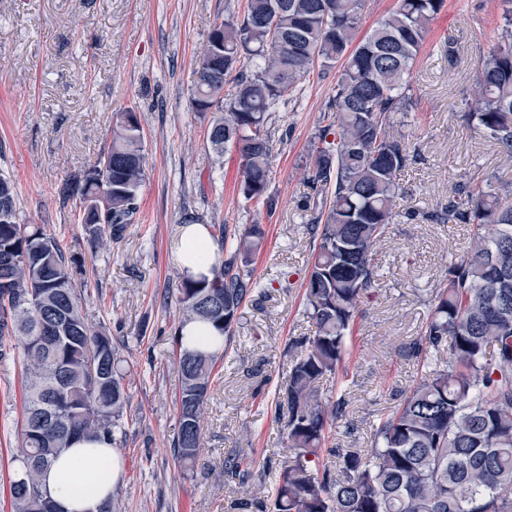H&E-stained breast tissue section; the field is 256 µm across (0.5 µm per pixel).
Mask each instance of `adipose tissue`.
Returning a JSON list of instances; mask_svg holds the SVG:
<instances>
[{
	"instance_id": "1",
	"label": "adipose tissue",
	"mask_w": 512,
	"mask_h": 512,
	"mask_svg": "<svg viewBox=\"0 0 512 512\" xmlns=\"http://www.w3.org/2000/svg\"><path fill=\"white\" fill-rule=\"evenodd\" d=\"M200 251L218 260L219 255L206 226L182 227L174 246L175 260L190 274H200V266L187 261L191 251ZM123 471L120 453L97 441H82L67 449L48 469L43 483L61 512H93L108 500Z\"/></svg>"
}]
</instances>
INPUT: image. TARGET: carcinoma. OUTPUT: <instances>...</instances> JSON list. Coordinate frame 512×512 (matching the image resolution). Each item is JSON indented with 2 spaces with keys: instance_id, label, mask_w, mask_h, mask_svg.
Segmentation results:
<instances>
[{
  "instance_id": "1",
  "label": "carcinoma",
  "mask_w": 512,
  "mask_h": 512,
  "mask_svg": "<svg viewBox=\"0 0 512 512\" xmlns=\"http://www.w3.org/2000/svg\"><path fill=\"white\" fill-rule=\"evenodd\" d=\"M504 2L496 43L477 63L479 99L470 118L512 157V0ZM444 3L396 0L359 39L364 0H247L242 17L213 25L199 56L191 107L210 115L207 138L217 156L229 144L238 152L243 197L270 211L279 102L312 66L337 69L335 118L319 131L309 167L312 183L330 194L325 216L309 227L316 244L304 296L316 330L299 342L273 399L293 457L271 494L235 502L238 512H512V203L500 200L512 185L494 188L487 176L457 186L430 215L477 230L444 270L430 321L410 347L434 367L380 415L372 447L334 448L333 464L319 462L330 426L343 420L355 428L345 399L323 400L320 383L343 363L361 299L375 287L376 245L396 216L398 176L411 161L395 116L415 105L409 75ZM145 162L137 114L122 112L107 154L65 183L63 195L80 200L79 223L91 244L120 239L133 221ZM218 232V253L228 258L209 277L180 273L176 288L181 321L216 332L192 350L176 337L173 448L185 471L198 463L212 374L237 311L265 293L239 267L261 243L259 225L230 244L224 225ZM77 271L43 227L17 223L15 185L0 172V359L16 349L23 365L11 461L24 476L10 481L12 512H59L44 471L78 440L114 445L124 434L120 359L112 337L83 311Z\"/></svg>"
}]
</instances>
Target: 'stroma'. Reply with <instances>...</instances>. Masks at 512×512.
Instances as JSON below:
<instances>
[{
    "instance_id": "obj_1",
    "label": "stroma",
    "mask_w": 512,
    "mask_h": 512,
    "mask_svg": "<svg viewBox=\"0 0 512 512\" xmlns=\"http://www.w3.org/2000/svg\"><path fill=\"white\" fill-rule=\"evenodd\" d=\"M245 0H0V171L17 192V221L43 225L83 266L86 311L105 324L125 372L126 434L116 448L123 474L114 512H231L240 497L271 493L289 451L271 405L291 364V345L312 335L302 295L314 242L307 231L325 195L308 178L317 135L333 119L335 70L313 71L287 93L276 114L267 213L239 191V155L216 156L207 118L190 105L198 55L217 19ZM500 0H445L413 67L415 107L400 127L413 156L400 173L397 217L378 246L376 288L348 337L345 370L324 382L323 397L344 398L356 425L334 424L320 452L371 447L373 427L423 372L408 353L430 317L452 255L473 238L469 224L426 215L455 184L490 176L512 182V163L467 116L475 65L496 41ZM136 112L144 136L139 211L120 241L91 251L78 222L80 203L63 184L107 153L119 113ZM228 232L261 225L247 270L267 287L244 301L227 354L217 367L204 420L199 465L183 471L173 454L180 373L172 358L179 327L173 245L184 211ZM19 359L0 361V419L21 412ZM250 468L232 477L230 462Z\"/></svg>"
}]
</instances>
